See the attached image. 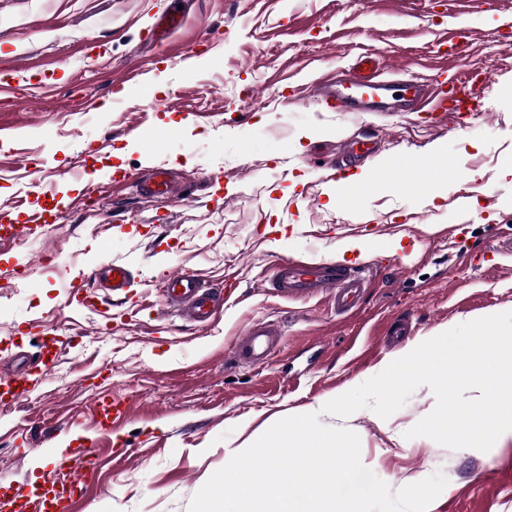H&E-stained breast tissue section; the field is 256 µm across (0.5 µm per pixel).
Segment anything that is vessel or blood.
<instances>
[{
	"instance_id": "b4317fda",
	"label": "vessel or blood",
	"mask_w": 512,
	"mask_h": 512,
	"mask_svg": "<svg viewBox=\"0 0 512 512\" xmlns=\"http://www.w3.org/2000/svg\"><path fill=\"white\" fill-rule=\"evenodd\" d=\"M487 80L479 74L461 79L450 73L447 78L426 85L411 79H388L353 73L331 76L316 85L318 96L326 108L337 112H381L394 107L410 112H456L462 115L477 112L480 95ZM376 271L375 265L358 261L343 265L324 261H302L283 258L274 267L271 288L289 297L329 296L340 316L353 314ZM97 287L124 294L133 285L129 269L121 264L107 263L94 272ZM165 298L189 321L198 327H209L215 320L224 294L203 285L200 276L183 271L167 278ZM281 336L278 324L256 320L235 343L230 356L238 367L265 364L276 351ZM43 369L13 366L7 377L0 378L5 392L0 403L17 401L39 387ZM125 403L111 398L96 402L94 427L98 432H111L114 423L124 420ZM77 492L73 484L46 476L35 500L37 512H74Z\"/></svg>"
}]
</instances>
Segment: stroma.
<instances>
[{"instance_id":"stroma-1","label":"stroma","mask_w":512,"mask_h":512,"mask_svg":"<svg viewBox=\"0 0 512 512\" xmlns=\"http://www.w3.org/2000/svg\"><path fill=\"white\" fill-rule=\"evenodd\" d=\"M177 1L182 27L146 41ZM457 13L472 41L454 61L438 43ZM510 22L512 0H0V79L16 87L0 98V210L44 225L28 244L0 243V351L47 367L0 408V502L39 487L57 427L66 452L96 463L80 512H188L252 437L317 411L359 436L362 463L391 490L442 472L428 512H512V435L486 452L407 438L436 406L429 387L386 419L322 411L420 343L512 311V45L498 40ZM367 53L384 75L419 81L495 59L482 117L323 109L315 80ZM132 66L142 86L124 83ZM354 136L374 142L368 158L349 157ZM336 163L370 175L353 207L329 193ZM156 167L171 171L172 198L132 187ZM350 240L365 243L361 260L395 265L354 315L268 288L278 259L333 262ZM113 261L130 292L78 305L70 282ZM188 268L210 288L238 282L210 327L165 303V279ZM403 317L411 336L388 342ZM256 319L279 322L278 349L261 366L226 365ZM105 395L130 403L118 456L92 427Z\"/></svg>"}]
</instances>
